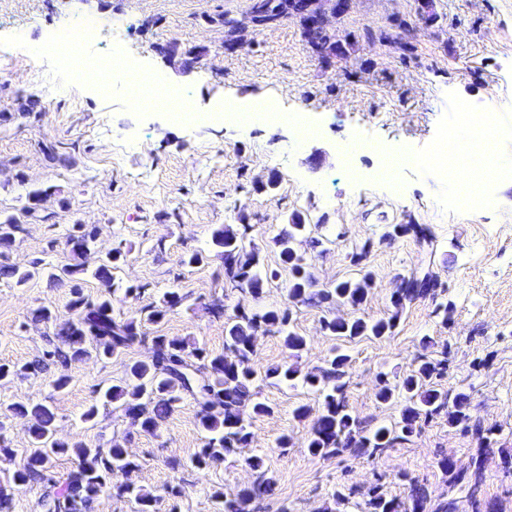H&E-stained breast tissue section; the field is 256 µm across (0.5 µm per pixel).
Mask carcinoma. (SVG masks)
I'll return each instance as SVG.
<instances>
[{
  "instance_id": "1",
  "label": "carcinoma",
  "mask_w": 512,
  "mask_h": 512,
  "mask_svg": "<svg viewBox=\"0 0 512 512\" xmlns=\"http://www.w3.org/2000/svg\"><path fill=\"white\" fill-rule=\"evenodd\" d=\"M291 21L299 26L309 48L323 58L327 57L331 46L341 42L337 30L316 27L302 16H294ZM391 28V32H385L381 37L404 52L413 51L417 28L400 18L392 20ZM40 195L41 191H32L27 194L19 213L0 215V245L11 243L15 234L23 231V218L33 214ZM310 228L311 225L295 213L288 228L275 238L274 245L289 272L288 305L261 311H252L245 305L249 300L260 299L267 283L261 248L246 235L226 226L214 230L212 244L223 263L224 279L241 295L235 312L224 321V352L220 354H211L186 339L149 338L142 331L144 323L162 321L169 310L181 304L182 296L176 291L165 293L162 305L144 316L123 318L115 315L112 296L121 288L127 296L136 293L138 288H124L116 280L115 271L123 259L119 247L98 256L95 268L88 270L86 260L91 252L86 250L85 243L95 240V235L94 230L83 224L73 225V232L67 236L68 261L54 264L40 260L24 269L0 265V278L11 279L22 286L34 276L45 273L53 281L72 283L70 316L61 325L57 337L68 347L74 360H82L93 352L99 357H119L134 345L151 340L154 357L128 364L125 380L112 385L105 392V399L121 403L125 415L136 417L143 431L153 433L181 400V395H190L198 405L199 425L208 433L204 448L191 459V465L197 469L233 456L248 446L251 439L249 419L272 413V407L261 400L256 391V384L267 380L291 385L299 380L318 398L321 411L306 440V450L313 457L330 458L350 451L359 458L374 459L410 440L419 432L422 422L442 413L448 418V425L467 433L474 432L481 439L482 447H493L496 444L494 433L484 431L471 421L467 412L468 395L459 391L451 396L439 384L447 374L444 360L434 361L421 355L396 382L380 380L376 398L383 405L400 407L399 420L373 428L363 426L348 408L344 377L350 358L341 349L334 350L326 366L302 372L297 359L307 341L294 329L292 308L329 309L343 303L357 311L366 301L373 284L371 274L365 272L358 278L338 281L331 288L319 287L312 262L298 248L307 240ZM89 271L108 288V293L95 301L85 298L78 285L81 276ZM438 288L437 276L427 271L408 279L405 291L394 290L398 299L393 301L395 312L391 316L376 320L355 315L343 320L325 318L323 329L343 341L392 336L405 304L418 298L434 299ZM260 328L283 336L291 361L263 371L255 366L253 341ZM14 416L29 418L28 434L34 451L12 472L10 482L17 487L37 478L51 483L54 491L51 499L42 502L44 512H91L94 500L112 489V478L116 473L128 475L137 468L127 449L119 443L103 450L88 448L79 441L54 438L55 415L45 404L18 402L1 410L0 434ZM59 454H71L77 459V469L69 474L61 489L48 475L47 467L51 456ZM244 462L257 473V479L250 488L216 496L222 504L220 512H251L249 506L254 501L271 495L274 490L275 478L266 468L262 456L255 454L245 458ZM121 492L135 501L136 512H155L157 497L151 492L132 481L122 485ZM427 498L426 489L413 480L405 501L389 499L374 488L368 494L365 512H425Z\"/></svg>"
}]
</instances>
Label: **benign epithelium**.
<instances>
[{
  "label": "benign epithelium",
  "instance_id": "1",
  "mask_svg": "<svg viewBox=\"0 0 512 512\" xmlns=\"http://www.w3.org/2000/svg\"><path fill=\"white\" fill-rule=\"evenodd\" d=\"M345 8V0H285L283 3H266L264 0H256L254 8L250 9L247 22L233 21L232 40L226 43V47L233 49L245 45L242 33L246 26L254 29L265 26L268 23V16L275 11L280 17H285L295 10L304 15L308 22L323 27L330 26L329 18L336 15ZM166 60L180 68L184 72L190 71L196 65L194 58L189 57L181 51L180 43L171 41L167 44Z\"/></svg>",
  "mask_w": 512,
  "mask_h": 512
}]
</instances>
